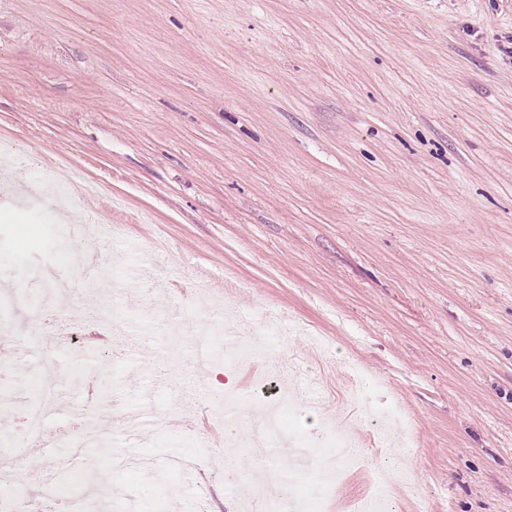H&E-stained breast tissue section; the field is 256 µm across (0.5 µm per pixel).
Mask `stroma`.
<instances>
[{"label":"stroma","instance_id":"35a3bbf8","mask_svg":"<svg viewBox=\"0 0 512 512\" xmlns=\"http://www.w3.org/2000/svg\"><path fill=\"white\" fill-rule=\"evenodd\" d=\"M20 144L98 193L45 197L16 162L0 202V297L51 263L68 290L44 321L63 377L25 486L57 481L124 512L158 497L242 512L279 485L226 491L210 442L226 422L211 375L251 395L264 378L294 392L293 472L329 429L359 441L362 468L332 486L353 512L381 467L389 512H512V0H0V144ZM120 289L128 307L101 322ZM225 298L303 322L246 370L172 357L159 335L99 359L101 337L137 335ZM404 415L408 439L379 442L344 401L348 364ZM114 377L115 402H87L84 370ZM37 375L0 383V425L37 394ZM150 470L60 474L72 419ZM174 456L202 474L172 478Z\"/></svg>","mask_w":512,"mask_h":512}]
</instances>
